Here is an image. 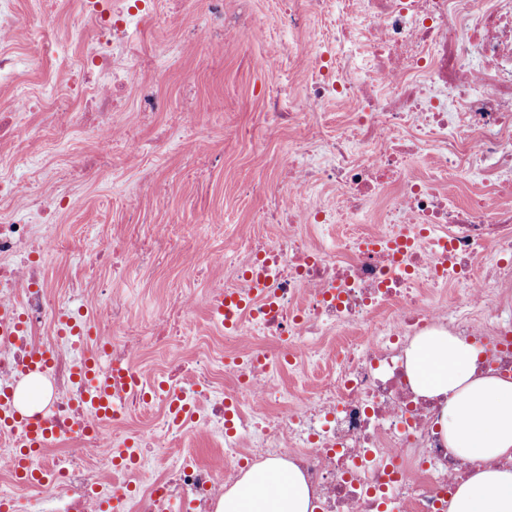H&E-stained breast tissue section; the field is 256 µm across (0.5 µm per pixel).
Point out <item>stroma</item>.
Returning a JSON list of instances; mask_svg holds the SVG:
<instances>
[{"instance_id":"obj_1","label":"stroma","mask_w":512,"mask_h":512,"mask_svg":"<svg viewBox=\"0 0 512 512\" xmlns=\"http://www.w3.org/2000/svg\"><path fill=\"white\" fill-rule=\"evenodd\" d=\"M15 7L19 14L50 23L56 43L71 47L73 54H81L92 35L88 27L74 33L69 18L53 0H15ZM283 8L282 0H224L225 12L242 15L243 22L225 31L223 43L212 46L206 39V0H190L177 15L166 14L165 0H156L155 11L145 16L141 33L134 36L153 54L154 62L136 78L155 82L165 109L143 118L135 101H127L115 121L121 127H134L139 149L132 154L117 151L98 173L85 176L75 171L59 182L28 166L20 148L0 147V172L14 173L42 194L70 191L80 200L77 208L61 214L54 227L63 254L48 266L47 277L58 300L98 305L96 293L76 295L72 288L84 276L87 258L109 237L149 247L154 256L148 265L120 278L105 267L97 271V282L111 288L137 326L172 303L176 295L189 298L194 330L192 339L179 350L181 357L221 359L224 340L205 293L227 270L206 265L203 256L234 249L242 238L271 239L281 233V225L267 219L269 191L287 189L288 176L280 167V157L296 146L301 129L271 128L270 106L263 95V64L276 46H296L297 54L282 60L281 69L295 87H302L303 53L320 32L316 20L297 31L283 27ZM62 89L49 59L29 57L15 81L0 87V106ZM186 124L206 140V156L190 158L176 138L157 147L159 132ZM36 148L52 167L95 150L96 141L73 126L66 132L42 135ZM442 189L462 204L481 198L492 207H512V192L478 181L455 176L446 179ZM343 339L336 331L314 337L320 358L282 365V390L292 397L309 393L329 371V357Z\"/></svg>"}]
</instances>
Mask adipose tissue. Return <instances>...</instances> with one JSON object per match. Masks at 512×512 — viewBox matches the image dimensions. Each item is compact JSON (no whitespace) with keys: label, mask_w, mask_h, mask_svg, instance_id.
<instances>
[{"label":"adipose tissue","mask_w":512,"mask_h":512,"mask_svg":"<svg viewBox=\"0 0 512 512\" xmlns=\"http://www.w3.org/2000/svg\"><path fill=\"white\" fill-rule=\"evenodd\" d=\"M414 390L444 401L437 432L470 468L448 512H512V380L477 373L478 351L444 329L415 336L404 350ZM316 496L293 462L274 459L249 469L225 490L217 512H314Z\"/></svg>","instance_id":"obj_1"}]
</instances>
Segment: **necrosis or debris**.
<instances>
[{"label":"necrosis or debris","instance_id":"necrosis-or-debris-1","mask_svg":"<svg viewBox=\"0 0 512 512\" xmlns=\"http://www.w3.org/2000/svg\"><path fill=\"white\" fill-rule=\"evenodd\" d=\"M80 10L93 36L77 66L100 85L82 122L102 163L118 143L136 141L133 129L113 130L112 116L126 100V71L148 67L150 58L130 40L140 25L132 0H80ZM313 14L327 21L335 48L313 50L303 91L284 83L276 59L267 64L268 88L292 103L291 111L273 113V122L305 128L285 159L291 203L281 213L284 230L269 241H245L249 270H232L211 290L215 299L247 297L254 278H261L271 302L227 308L222 325L228 343L264 337L254 349L263 364L222 360L237 383L231 418L209 368L176 363L161 382L141 380V393L123 397L124 407L147 413L157 403L179 400L196 413L190 421L169 418L160 430L118 442L140 456L136 468L125 469L115 462L111 418L81 411L85 390L75 370L86 347L60 339L45 374L52 393L37 416L71 446L61 454L40 453L32 466L57 476L49 494L64 512H92L116 486L142 488L135 512H171L186 499L196 512H215L243 456L272 459L286 450L321 512H448L453 487L465 479L466 466L436 433L442 401L415 392L403 344L435 327L478 343L492 336L497 345L476 369L512 378V336L501 327L512 312L506 294L512 265L492 264L480 276L474 267L486 252H512V209L494 210L480 200L459 205L437 187L449 174L512 187V0H308L307 10L288 12L282 24L301 29ZM329 99L351 105L354 140H330L305 126L307 114ZM424 153L437 162L428 178L412 175L407 164ZM385 171L400 184L391 197L379 179ZM316 184L335 187L344 209L313 201L309 188ZM76 203L70 196H34L0 215V305L13 307L23 325L19 343L0 345V377L10 383L22 382L40 332L57 330L64 318L106 320L108 336L99 346L108 358L102 367L107 376L130 367L146 343L171 348L184 340L180 328L189 302L183 297L153 315L146 335L132 328L115 300L76 311L52 297L44 267L58 248L49 227ZM374 210L382 229L367 236L357 226ZM343 212L353 230L326 248L310 243L308 229H331ZM426 284L454 288L453 305L428 301ZM389 306L396 317L379 321L378 312ZM353 326L361 329V340L337 355L313 398L265 413L282 360L272 342H287L305 359L311 337ZM197 427L223 440V472L186 460L156 475L162 449L177 446L191 455L186 436ZM245 434L251 447L244 453ZM26 491L40 503L49 495L37 482Z\"/></svg>","mask_w":512,"mask_h":512}]
</instances>
